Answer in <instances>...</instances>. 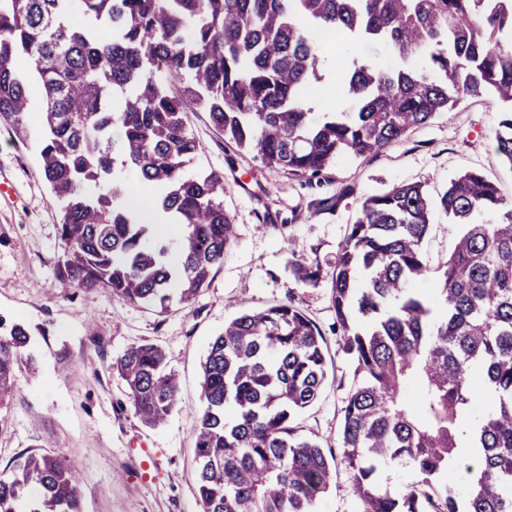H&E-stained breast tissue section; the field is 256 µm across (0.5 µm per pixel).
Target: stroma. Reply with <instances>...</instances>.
<instances>
[{
  "label": "stroma",
  "mask_w": 512,
  "mask_h": 512,
  "mask_svg": "<svg viewBox=\"0 0 512 512\" xmlns=\"http://www.w3.org/2000/svg\"><path fill=\"white\" fill-rule=\"evenodd\" d=\"M501 103L465 100L453 111L367 157H342L308 183L266 167L255 151L227 144L208 112L190 113L200 148L190 171L224 174V208L237 238L208 288L165 314L123 301L107 289L63 293L55 275L61 251L59 211L35 142L16 141L0 124V315L34 336L36 375L20 374L0 409V474L15 459L52 446L81 473L82 512H200L192 479V446L201 407L202 363L225 323L246 309L292 300L318 326L327 344V383L304 410L303 434L337 447L351 368L333 331L330 301L336 253L365 197L393 184L419 182L431 196L468 171L482 172L512 204V167L493 150ZM336 206L316 211L322 198ZM434 210L424 250L443 262L459 233ZM321 267L317 285L298 282L291 260ZM150 342L167 354L179 383V405L156 428L134 415L124 382L110 365L131 345Z\"/></svg>",
  "instance_id": "stroma-1"
}]
</instances>
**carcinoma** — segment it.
<instances>
[{
  "label": "carcinoma",
  "instance_id": "1",
  "mask_svg": "<svg viewBox=\"0 0 512 512\" xmlns=\"http://www.w3.org/2000/svg\"><path fill=\"white\" fill-rule=\"evenodd\" d=\"M76 9L89 23H72ZM333 41L380 47L393 64L341 67L352 108L315 119L307 101ZM169 79L185 85L173 93ZM487 97L509 104L494 150L512 166V0H0V122L37 140L60 210L61 286L162 311L208 285L234 238L224 175L188 172L195 109L266 166L317 177ZM132 176L154 188L144 206L169 215L176 239L142 223ZM439 204L462 230L434 269L419 183L367 197L340 245L330 300L353 384L339 448L294 426L327 381L324 336L302 309L245 310L210 341L194 448L201 512H314L340 467L354 512H512V207L478 171ZM292 272L320 277L300 261ZM432 272L435 288H417ZM30 343L0 315V406L20 368L36 370ZM112 370L143 424L178 406L156 345L129 347ZM466 443L479 449L475 466L457 453ZM406 467L421 480L383 486V469ZM33 490L31 512H81L78 472L60 456L19 457L0 476V512H19Z\"/></svg>",
  "mask_w": 512,
  "mask_h": 512
}]
</instances>
